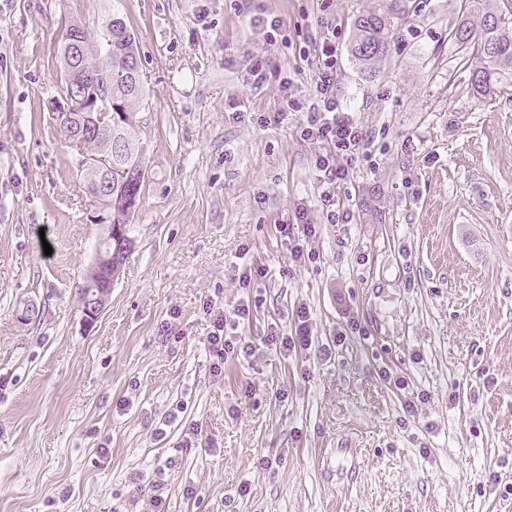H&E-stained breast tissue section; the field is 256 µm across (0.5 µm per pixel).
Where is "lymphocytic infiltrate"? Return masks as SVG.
Returning <instances> with one entry per match:
<instances>
[{
  "label": "lymphocytic infiltrate",
  "instance_id": "obj_1",
  "mask_svg": "<svg viewBox=\"0 0 512 512\" xmlns=\"http://www.w3.org/2000/svg\"><path fill=\"white\" fill-rule=\"evenodd\" d=\"M310 45L316 60L313 76V100L302 102L288 97V79H280L281 96L274 112L260 116V124L282 123L289 112H306L307 120L300 128L301 136L319 144L320 150L314 165L323 171L325 181L321 192L322 212L328 223H335L336 210L341 205L336 196V187L349 178L347 160L355 158L364 146L365 138L361 127L350 113L344 112L336 99V30L314 35Z\"/></svg>",
  "mask_w": 512,
  "mask_h": 512
}]
</instances>
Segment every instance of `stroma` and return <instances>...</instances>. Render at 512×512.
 <instances>
[{"label":"stroma","mask_w":512,"mask_h":512,"mask_svg":"<svg viewBox=\"0 0 512 512\" xmlns=\"http://www.w3.org/2000/svg\"><path fill=\"white\" fill-rule=\"evenodd\" d=\"M124 3L146 182L88 326L105 228L50 99L61 18L97 24V0H0V512H512V74L474 94L449 37L465 0H400L371 70L349 47L377 0H254L287 26L276 46L232 0ZM327 24L337 98L366 135L337 224L305 113L261 126L278 83L247 81L267 55L308 97L292 47ZM299 207L320 224L301 263L278 231ZM245 247L268 270L246 288ZM302 306L312 348L266 345ZM218 312L252 350L217 373ZM351 318L360 333L337 343ZM335 448L356 462L323 459Z\"/></svg>","instance_id":"obj_1"}]
</instances>
